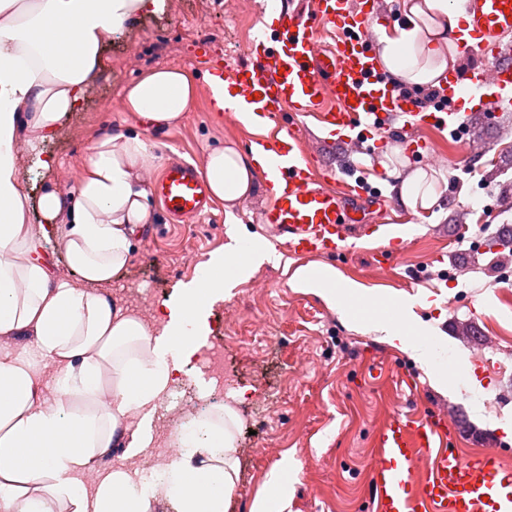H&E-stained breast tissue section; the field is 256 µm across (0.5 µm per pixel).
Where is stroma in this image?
Wrapping results in <instances>:
<instances>
[{"label":"stroma","mask_w":512,"mask_h":512,"mask_svg":"<svg viewBox=\"0 0 512 512\" xmlns=\"http://www.w3.org/2000/svg\"><path fill=\"white\" fill-rule=\"evenodd\" d=\"M266 0H163L157 11L135 14L103 52L96 81L80 110L70 113L60 132L43 147L57 161L56 175L26 173L31 197L61 174L84 175L91 132L101 126L132 129L123 108L126 85L156 67L178 68L205 76L214 68L247 59L263 23ZM483 125L488 152L466 157L461 139L437 127H393L377 135L366 153L326 146V132L304 118L305 149L332 167L344 169L335 182L345 190L359 176L386 192L385 201H360L355 214L363 224L408 217L409 209L386 189L384 168L421 162L411 145L425 142L435 161L438 200L414 225L409 242L394 265L379 271L370 253L349 250L332 259L340 281L358 284L372 300L417 299L414 312L427 323L449 359L469 366V378L456 392L434 387L426 370L385 341L329 308L319 296L292 288L298 268L323 265L320 257H285L265 264L248 279L233 281L222 299L207 308L199 346L224 348V369L234 382L225 403L238 411L236 432L239 478L230 512H250L283 455L299 470L288 478L286 512H370L367 476L377 429L394 413L432 409L446 413L461 429L457 446L464 454L498 442L505 464L512 466V436L501 424L512 421V321L502 313L512 307V275L490 242L503 225H512V95L495 118L475 117ZM252 127L216 121L211 91L201 84L191 112L171 130L145 131L149 153L168 161L202 165L209 149L232 141L245 145ZM224 206L190 224H176L158 211L134 240L131 259L107 292L117 305L130 307L131 289L148 290L154 306L175 299L181 283L191 280L199 263L223 251L228 242ZM467 278L455 275L456 266ZM252 313L254 326L267 329L264 351L249 346L246 329L227 330V310ZM470 335H460L461 327ZM416 383L403 391L404 376ZM273 447L267 457L262 446Z\"/></svg>","instance_id":"35a3bbf8"}]
</instances>
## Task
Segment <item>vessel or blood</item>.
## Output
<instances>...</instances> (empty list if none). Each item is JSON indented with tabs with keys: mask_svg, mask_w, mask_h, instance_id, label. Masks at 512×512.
Instances as JSON below:
<instances>
[{
	"mask_svg": "<svg viewBox=\"0 0 512 512\" xmlns=\"http://www.w3.org/2000/svg\"><path fill=\"white\" fill-rule=\"evenodd\" d=\"M465 12L462 50L482 47L480 66L464 78L450 77L447 95L475 98L473 112H422L413 95L389 84L374 52L371 26L373 0H318L314 12L282 7L271 35L259 39L248 59L218 71L233 96L247 111L270 122L271 130L250 141L262 161L257 175L271 195L260 212L270 226L278 250L292 256L336 257L347 251L348 239L362 240L379 268L397 260L406 246L400 224L385 227L350 224L345 212L353 199L381 200L380 189L355 184L348 195L329 187L334 169L313 170L302 150V126L276 127L283 112L310 116L329 135L358 152L364 139L390 127L432 125L466 134L474 115L498 110L512 94V0H457ZM338 31L330 48H322L324 28ZM172 219L191 222L210 207L208 185L186 162L166 166L149 182ZM455 424L437 413H397L378 429L375 455L368 474L373 512H512V468L498 450L463 455L453 443Z\"/></svg>",
	"mask_w": 512,
	"mask_h": 512,
	"instance_id": "vessel-or-blood-1",
	"label": "vessel or blood"
}]
</instances>
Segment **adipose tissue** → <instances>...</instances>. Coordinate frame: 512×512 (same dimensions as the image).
Listing matches in <instances>:
<instances>
[{
	"instance_id": "1",
	"label": "adipose tissue",
	"mask_w": 512,
	"mask_h": 512,
	"mask_svg": "<svg viewBox=\"0 0 512 512\" xmlns=\"http://www.w3.org/2000/svg\"><path fill=\"white\" fill-rule=\"evenodd\" d=\"M159 2L0 0V512H154L160 501L174 512L229 510L239 415L228 405L177 429L172 444L181 453L157 480L138 487L123 469L103 472L91 488L82 480L94 459L111 449L134 457L150 447L152 414L194 348L205 299L223 292L226 266L242 277L279 260L274 248H253L248 237L231 233L224 250L182 285L159 333L104 292L125 269L137 230L156 219L140 131L181 125L196 102L194 76L158 68L129 84L124 109L137 132L95 131L85 175L73 191L50 187L33 201L22 180L27 165L54 173L57 162L41 143L81 107L113 34ZM401 12L404 24L376 29L381 66L406 86H441L461 64L453 40L462 31L460 11L450 0H402ZM257 163L255 151L233 142L207 153L202 175L227 216L251 194ZM433 181L423 170L398 180V195L412 213L435 204ZM33 209L40 223H31ZM54 236L66 254V279L52 275L43 256ZM291 285L383 332L437 387L458 386L459 376L432 367L422 342L428 329L416 319L413 300H398L393 319L359 313L362 290L337 281L327 265L299 269ZM17 336L29 340L20 352L9 345ZM36 355L56 366L50 385L56 403L44 394L48 385L36 371ZM106 394L112 398L107 405L101 402ZM295 468L283 458L251 512H284Z\"/></svg>"
}]
</instances>
